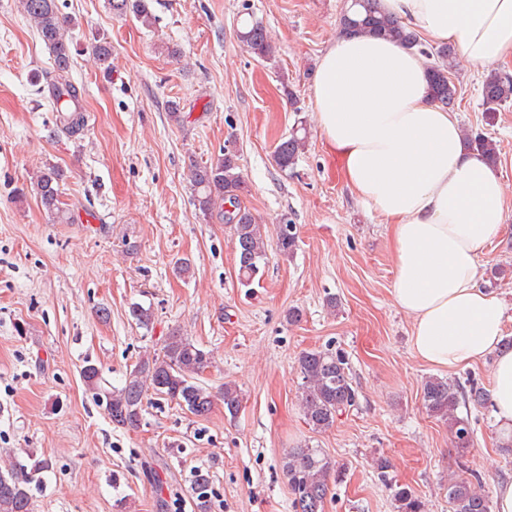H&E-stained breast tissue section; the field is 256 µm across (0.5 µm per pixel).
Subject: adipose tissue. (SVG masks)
Returning a JSON list of instances; mask_svg holds the SVG:
<instances>
[{"label":"adipose tissue","instance_id":"adipose-tissue-1","mask_svg":"<svg viewBox=\"0 0 512 512\" xmlns=\"http://www.w3.org/2000/svg\"><path fill=\"white\" fill-rule=\"evenodd\" d=\"M461 63L490 70L512 57V0H380ZM427 64L375 36L336 37L319 58L310 98L352 194L388 224L393 298L412 319L411 344L442 370L492 358L491 409L512 431V350L505 307L481 285L478 256L507 213L499 175L467 153L456 113L428 94Z\"/></svg>","mask_w":512,"mask_h":512}]
</instances>
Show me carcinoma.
<instances>
[{"label": "carcinoma", "instance_id": "carcinoma-1", "mask_svg": "<svg viewBox=\"0 0 512 512\" xmlns=\"http://www.w3.org/2000/svg\"><path fill=\"white\" fill-rule=\"evenodd\" d=\"M23 14L34 23L35 31L47 49L53 69L47 76L48 99L56 112L57 128L71 136L82 134L85 116L78 88L70 79L73 62L74 20L62 16L58 0H18ZM107 8L119 17L131 16L145 26L153 23L151 0H106ZM338 31L344 35H373L398 42L408 48L422 49L419 33L398 20L385 15L378 0H352L351 7L340 18ZM245 49L256 57L272 61L275 47L271 35L261 21L252 17L238 32ZM104 72L110 71L112 44L102 37L94 46ZM435 58L427 67V82L432 101L452 109L458 88L452 76L458 70L456 53L446 44L425 52ZM512 101V76L494 75L482 85V105L487 124L496 118L498 107ZM304 127H297L276 148L274 160L279 170L294 169L304 153L307 137ZM467 150L478 153L491 167L498 165L500 155L496 142L483 133L466 134ZM62 171L50 165L31 185L33 195L55 223H69L70 216L60 207ZM191 182L198 210L203 216L218 212L231 229V247L238 266V281L251 287L268 262L267 241L263 225L242 205L241 196L247 182L238 163V155L230 148L216 161L199 165L191 172ZM296 225L280 224L277 249L284 257L296 248ZM129 314L141 327H149L152 312L139 303L131 304ZM210 363L209 353L186 336L173 332L164 340L160 352L142 358L119 387L101 386L99 369L86 364L81 377L97 402L105 405L112 424L131 431L139 428L144 400L148 393L177 404L191 415L203 418L210 414L214 395L198 382L199 375ZM297 367L301 375L299 404L307 424L316 432L331 429L339 416L355 406L358 391L353 384L345 355L339 349L306 350L299 354ZM422 404L428 414L448 423L455 447L464 450L472 442L474 430L468 417L457 413L459 407L483 409L490 406L489 394L475 379L465 383L450 382L429 376L421 384ZM224 413L236 418L242 408V395L236 384L227 381L222 392ZM381 479L389 483L397 512H425L422 498L409 486L390 483L389 462L379 456L374 462ZM52 469V461L33 453L24 463L10 464L0 470V512H34L33 490L41 485ZM283 471L294 495L295 512H323L331 475L340 468L318 448H292L285 454ZM190 491L198 512H210L211 477L196 470L191 475ZM448 503L452 512H491L489 493L472 481L452 477L448 480Z\"/></svg>", "mask_w": 512, "mask_h": 512}]
</instances>
